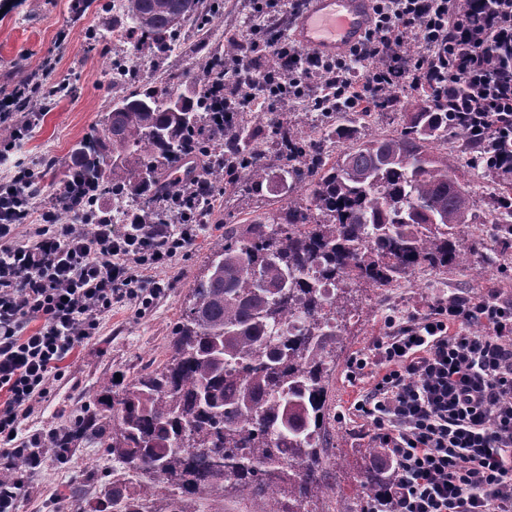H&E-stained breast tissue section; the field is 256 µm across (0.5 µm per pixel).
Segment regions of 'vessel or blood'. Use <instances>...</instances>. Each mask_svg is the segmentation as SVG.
<instances>
[{
  "label": "vessel or blood",
  "mask_w": 512,
  "mask_h": 512,
  "mask_svg": "<svg viewBox=\"0 0 512 512\" xmlns=\"http://www.w3.org/2000/svg\"><path fill=\"white\" fill-rule=\"evenodd\" d=\"M371 19V0H307L292 21L290 37L313 54L342 55L364 37Z\"/></svg>",
  "instance_id": "vessel-or-blood-1"
}]
</instances>
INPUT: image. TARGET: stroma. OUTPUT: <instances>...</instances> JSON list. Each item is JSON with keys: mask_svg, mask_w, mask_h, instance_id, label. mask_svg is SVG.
<instances>
[{"mask_svg": "<svg viewBox=\"0 0 512 512\" xmlns=\"http://www.w3.org/2000/svg\"><path fill=\"white\" fill-rule=\"evenodd\" d=\"M252 13L251 0H224V16L214 21L207 39H200L193 23H183L173 36L168 54H160L151 42L138 40L126 21L111 22L106 14L80 8L79 0H0V90H11L25 76L35 77L48 68L55 80L66 82L69 92L47 111L38 112L21 146L11 154V163L0 166V181L9 180L14 163L30 168L41 184L36 208L53 206L67 180L72 151L90 128L99 123L122 89L107 76L111 57L125 54L167 57L177 67L173 90H201L206 82L205 64L214 56L232 57L248 50L246 35ZM110 38L111 56L91 49L89 32ZM281 121L303 135L321 139L326 157L342 150V143L325 139L318 115L305 103L291 101L282 108ZM441 151L454 158L462 184L474 200L472 224L487 242L486 254L471 255L468 262L450 269L424 268L385 288L355 285L344 324V340L330 371L331 410L327 457L347 456L351 468L331 474L330 482L343 494H352L359 466L370 465L373 445L370 425L348 413L353 403L370 388L368 381H350L352 359L369 353L385 333L389 317L402 312L427 310L452 296L479 300L492 295L512 298V236L495 234L490 220L512 197V183L476 164L463 139L441 144ZM286 193L278 183L253 192L246 177H239L233 192L222 195L211 221L195 243L177 256L166 277L169 286L148 309L116 304L95 336L70 359L64 380L53 382L51 398L40 416L42 426L69 423L76 417L99 411L97 398L111 387L114 377L129 379L145 367L165 361L171 328L184 304L189 278L205 261L212 239L225 225L245 224L255 215L275 211ZM487 264L483 278L472 268ZM66 463L48 460L33 479V490L21 499L19 512H57L70 485L81 483L87 501H96L103 482L112 478V460L102 449L79 440Z\"/></svg>", "mask_w": 512, "mask_h": 512, "instance_id": "stroma-1", "label": "stroma"}]
</instances>
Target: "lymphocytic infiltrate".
Returning <instances> with one entry per match:
<instances>
[{
  "instance_id": "f902f5d3",
  "label": "lymphocytic infiltrate",
  "mask_w": 512,
  "mask_h": 512,
  "mask_svg": "<svg viewBox=\"0 0 512 512\" xmlns=\"http://www.w3.org/2000/svg\"><path fill=\"white\" fill-rule=\"evenodd\" d=\"M305 0H253L251 50L207 65L225 109L316 112L383 107L388 89L448 106L490 172L512 177V0H373L372 28L348 54L303 53L276 20ZM414 42L424 52L410 51ZM261 99L235 96L242 82ZM24 180L0 184V512H17L44 467L48 436L29 430L64 364L114 304L149 307L158 278L199 224H60L32 211ZM373 387L353 405L380 449L387 481L368 512H512V300L457 297L389 319L370 355L349 364Z\"/></svg>"
}]
</instances>
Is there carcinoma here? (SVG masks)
<instances>
[{
    "instance_id": "carcinoma-1",
    "label": "carcinoma",
    "mask_w": 512,
    "mask_h": 512,
    "mask_svg": "<svg viewBox=\"0 0 512 512\" xmlns=\"http://www.w3.org/2000/svg\"><path fill=\"white\" fill-rule=\"evenodd\" d=\"M200 0H123L133 32L166 41ZM33 92L43 100L68 92L50 77ZM394 135L356 138L333 113L328 135L349 142L333 161L288 125H273L283 180L300 194L248 224H226L210 244L201 272L171 331L167 359L136 373L109 400L111 413L80 418L72 438L97 440L122 473L121 491L104 488L106 504L127 492L150 512H188L186 505L265 485L270 512H354L330 495L325 458L330 365L341 344L338 317L346 284L380 288L419 267L459 265L483 248L469 235L473 200L448 154L436 145L468 137L444 106L411 103ZM239 115L216 125L203 93L133 91L105 113L73 152L71 176L97 184V196H140L139 223L159 221L158 200L187 186L183 163L215 146L212 187L242 171L269 183L264 156L249 149ZM207 204L182 197L169 222L194 219ZM128 224L124 210L105 214L87 202L85 223ZM336 279L327 302L322 281ZM296 315L298 331L281 330ZM382 478L362 471L356 497L374 496Z\"/></svg>"
}]
</instances>
